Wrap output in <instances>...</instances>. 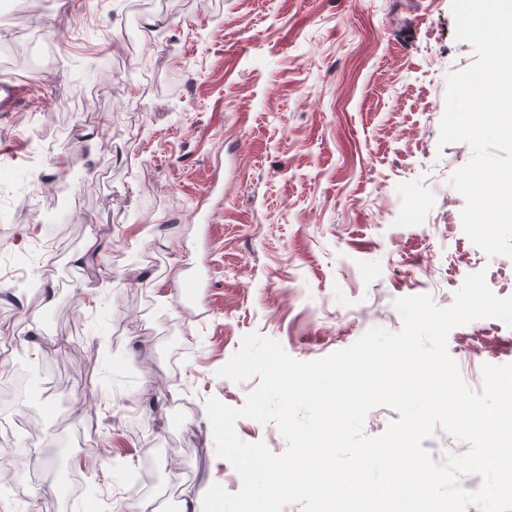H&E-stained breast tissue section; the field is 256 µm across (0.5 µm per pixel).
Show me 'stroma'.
Listing matches in <instances>:
<instances>
[{"instance_id": "stroma-1", "label": "stroma", "mask_w": 512, "mask_h": 512, "mask_svg": "<svg viewBox=\"0 0 512 512\" xmlns=\"http://www.w3.org/2000/svg\"><path fill=\"white\" fill-rule=\"evenodd\" d=\"M473 60L451 0H5L0 74L36 95L0 112V267L29 253L33 284L0 286V381L36 394L0 410V454L35 418L45 444L0 480V512H121L139 491L117 498L116 459L172 512L237 492L205 403L257 387L218 374L245 335L313 361L400 331L396 299L450 306L472 273L512 296V258L470 241L449 183L471 148L438 144L447 77ZM58 214L48 273L35 246ZM447 349L479 394L512 328L478 319Z\"/></svg>"}]
</instances>
